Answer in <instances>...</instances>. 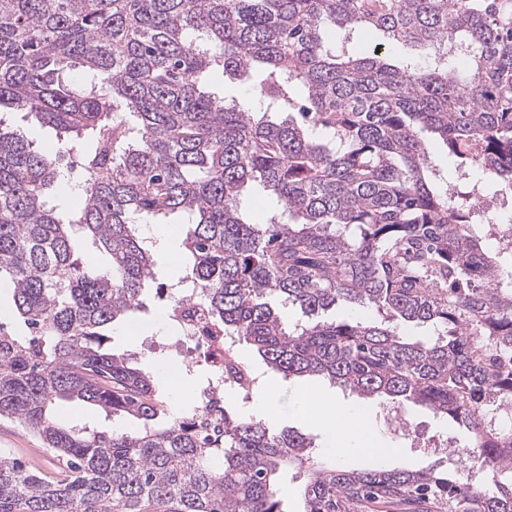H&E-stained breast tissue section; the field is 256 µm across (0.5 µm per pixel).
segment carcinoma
Segmentation results:
<instances>
[{
	"mask_svg": "<svg viewBox=\"0 0 512 512\" xmlns=\"http://www.w3.org/2000/svg\"><path fill=\"white\" fill-rule=\"evenodd\" d=\"M356 30L431 53L351 54ZM216 73L254 80L249 99L213 92ZM2 107L54 141L0 118V286L31 333L0 327V420L58 464L47 478L0 450V512H283L276 477L294 465L302 512H512V240L480 216L492 187L512 192V0H0ZM428 134L457 183L441 185ZM75 168L85 202L63 215L50 194ZM252 183L276 203L262 221ZM140 224L188 226L177 287L201 289L229 360L248 370L246 345L286 380L464 424L482 487L392 469L394 448L326 469L312 438L227 405L222 427L168 418L109 347L157 279ZM338 304L371 317L324 318ZM75 400L139 428L60 424Z\"/></svg>",
	"mask_w": 512,
	"mask_h": 512,
	"instance_id": "carcinoma-1",
	"label": "carcinoma"
}]
</instances>
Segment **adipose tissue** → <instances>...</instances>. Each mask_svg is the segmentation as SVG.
<instances>
[{"instance_id":"adipose-tissue-1","label":"adipose tissue","mask_w":512,"mask_h":512,"mask_svg":"<svg viewBox=\"0 0 512 512\" xmlns=\"http://www.w3.org/2000/svg\"><path fill=\"white\" fill-rule=\"evenodd\" d=\"M296 409L303 418H317L336 431V454L346 457L369 448L372 436L364 428L357 415L341 406L328 403L317 395L297 392Z\"/></svg>"}]
</instances>
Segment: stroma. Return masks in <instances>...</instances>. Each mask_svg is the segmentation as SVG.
<instances>
[{
	"label": "stroma",
	"mask_w": 512,
	"mask_h": 512,
	"mask_svg": "<svg viewBox=\"0 0 512 512\" xmlns=\"http://www.w3.org/2000/svg\"><path fill=\"white\" fill-rule=\"evenodd\" d=\"M144 303L143 313L139 314L132 325L114 326L112 350L117 354L136 353L138 367L153 375L161 395L168 402L172 412L177 414L187 401L188 389L203 383L204 373L196 371L182 379L177 388H169L166 370L176 360L177 355L167 347L169 339L166 331L154 321L155 311L160 303L159 294H156L155 290H148ZM239 355L257 373L259 385L249 400L236 393L226 392L224 399L227 404L247 414L251 412L256 400L261 399L270 388H278L280 413L272 420V427H290L313 436L316 453L324 465L360 470L369 467L370 462L364 454L337 457L332 449L334 432L297 417L294 394L302 388L322 392L349 410L359 413L363 424L372 432L379 445L393 448L391 464L399 469L415 471L445 465L446 460L440 453L428 450L427 445L430 441L454 438L456 450L460 453L464 452L469 443L470 435L465 427L448 422L426 408L406 401H366L320 378L306 376L286 381L279 374L267 369L249 347H241ZM0 448L13 449L17 457L44 473L53 471L57 466L56 459L43 451L38 437L7 420L0 421Z\"/></svg>",
	"instance_id": "stroma-1"
}]
</instances>
